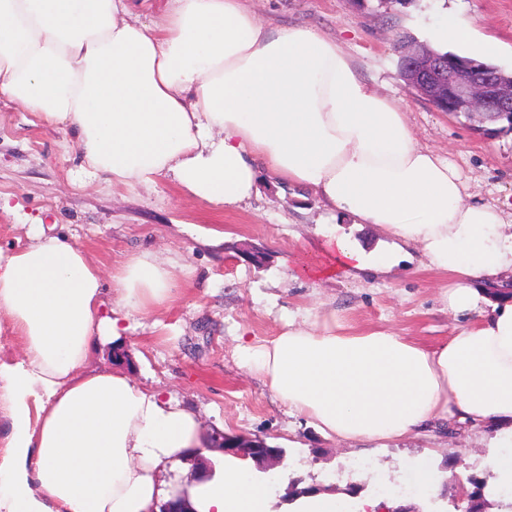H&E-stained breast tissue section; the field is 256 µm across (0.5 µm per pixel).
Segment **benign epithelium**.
<instances>
[{
    "instance_id": "benign-epithelium-1",
    "label": "benign epithelium",
    "mask_w": 512,
    "mask_h": 512,
    "mask_svg": "<svg viewBox=\"0 0 512 512\" xmlns=\"http://www.w3.org/2000/svg\"><path fill=\"white\" fill-rule=\"evenodd\" d=\"M406 71V81L427 100L452 112L459 103L471 112H512V85H503L491 74L477 73L472 66L450 60L445 62L428 48L412 41L398 47ZM263 467L274 466L282 457L261 439L250 445Z\"/></svg>"
}]
</instances>
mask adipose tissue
Masks as SVG:
<instances>
[{
  "mask_svg": "<svg viewBox=\"0 0 512 512\" xmlns=\"http://www.w3.org/2000/svg\"><path fill=\"white\" fill-rule=\"evenodd\" d=\"M472 22L447 12L429 33L476 59ZM0 94L73 130L83 165L115 186L171 177L218 210L250 200L260 176L310 191L330 212L417 246L445 274L465 321L427 345L384 328L353 329L335 309L240 340L237 364L289 413L332 440L388 441L443 424L491 426V466L512 481V301L493 293L512 270V211L470 201L459 171L420 146L398 103L371 90L352 58L314 29L268 31L242 0H162L148 25L129 0H0ZM0 252V317L23 341L0 363L10 425L0 512H271V483L226 454L199 481L173 480L213 456L198 414L121 370H87L121 344L136 314L168 307L172 263L131 253L104 272L69 239L29 225ZM400 256L324 231L302 275L384 271ZM116 299L104 300L105 285Z\"/></svg>",
  "mask_w": 512,
  "mask_h": 512,
  "instance_id": "ef3b65f1",
  "label": "adipose tissue"
}]
</instances>
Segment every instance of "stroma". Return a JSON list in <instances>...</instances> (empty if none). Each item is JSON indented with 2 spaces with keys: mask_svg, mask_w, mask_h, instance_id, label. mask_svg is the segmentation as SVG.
I'll return each mask as SVG.
<instances>
[{
  "mask_svg": "<svg viewBox=\"0 0 512 512\" xmlns=\"http://www.w3.org/2000/svg\"><path fill=\"white\" fill-rule=\"evenodd\" d=\"M268 29L307 25L336 41L355 61L369 88L397 100L419 145L454 164L472 199L512 207V133L490 137L464 119L436 110L401 77L395 41L427 43L426 31L447 9L474 23L478 39L499 44L498 65L512 67V0H244ZM328 218L317 198L261 178L246 205L215 211L187 197L172 181L114 186L86 177L75 135L0 95V250L27 242L26 224L67 236L104 267L147 249L180 270V292L159 315L130 319L117 361L99 347L94 368L121 367L141 385L193 405L206 433L259 437L284 449L272 489L281 512L291 484L306 487L333 477L337 495L358 506L374 498L378 479L410 480L413 462L431 465V494L398 497L415 512H458L469 478L485 482L486 512H502L498 478L487 465L492 434L455 425L395 442L341 444L275 400L262 382L240 369L237 337L278 333L291 314L336 308L351 326L381 327L437 344L460 319L441 288L445 275L401 264L373 278L313 280L295 270L315 254ZM359 460L374 470L352 472Z\"/></svg>",
  "mask_w": 512,
  "mask_h": 512,
  "instance_id": "stroma-1",
  "label": "stroma"
}]
</instances>
